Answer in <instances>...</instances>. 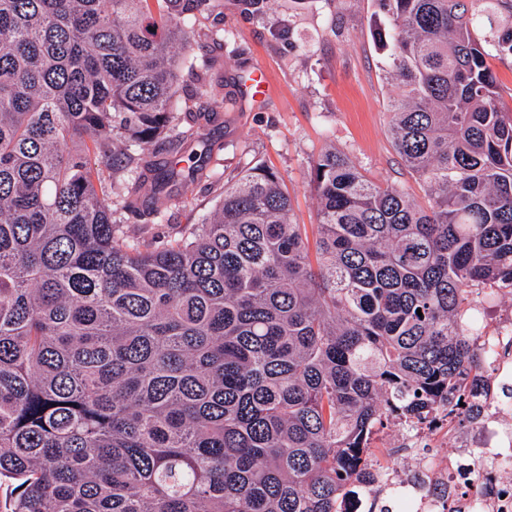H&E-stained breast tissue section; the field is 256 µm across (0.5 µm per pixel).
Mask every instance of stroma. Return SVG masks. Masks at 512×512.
<instances>
[{
	"label": "stroma",
	"mask_w": 512,
	"mask_h": 512,
	"mask_svg": "<svg viewBox=\"0 0 512 512\" xmlns=\"http://www.w3.org/2000/svg\"><path fill=\"white\" fill-rule=\"evenodd\" d=\"M200 17L197 36L179 72L174 115L182 129L191 111L206 105L196 74L207 71L223 89L216 120L207 128L214 145L202 178L141 216L116 209L112 219L128 238L180 236L214 209L224 184L257 165L278 171L293 199L296 224L317 221L311 164L327 146L344 152L371 180L423 199L419 181L398 157L389 104L397 87L385 77L382 42L388 28L374 0H271L264 19L253 18L243 0ZM230 35L223 45L222 35ZM263 68L272 93L259 107L235 85L241 70Z\"/></svg>",
	"instance_id": "35a3bbf8"
}]
</instances>
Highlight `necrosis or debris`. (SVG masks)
<instances>
[{"label":"necrosis or debris","instance_id":"necrosis-or-debris-1","mask_svg":"<svg viewBox=\"0 0 512 512\" xmlns=\"http://www.w3.org/2000/svg\"><path fill=\"white\" fill-rule=\"evenodd\" d=\"M477 343L491 384L471 432L460 436L444 409L428 426L391 425L390 446L408 452L412 469L391 467L387 448H376L372 477L348 512H512V313L496 316Z\"/></svg>","mask_w":512,"mask_h":512}]
</instances>
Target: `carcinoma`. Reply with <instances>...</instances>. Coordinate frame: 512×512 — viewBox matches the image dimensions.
<instances>
[{"label":"carcinoma","instance_id":"cac0c4a2","mask_svg":"<svg viewBox=\"0 0 512 512\" xmlns=\"http://www.w3.org/2000/svg\"><path fill=\"white\" fill-rule=\"evenodd\" d=\"M217 0H0V512H340L391 419L484 370L473 289H512V0H378L394 148L427 203L328 149L314 240L257 166L178 238L129 241L91 156L156 211L212 148L218 94L172 125ZM489 63L496 75L503 101L510 108L512 107V58L496 56L490 58ZM150 152L155 156V160L163 161L171 158H181L186 152L185 146L171 140L168 136H162L156 139L150 146Z\"/></svg>","mask_w":512,"mask_h":512}]
</instances>
